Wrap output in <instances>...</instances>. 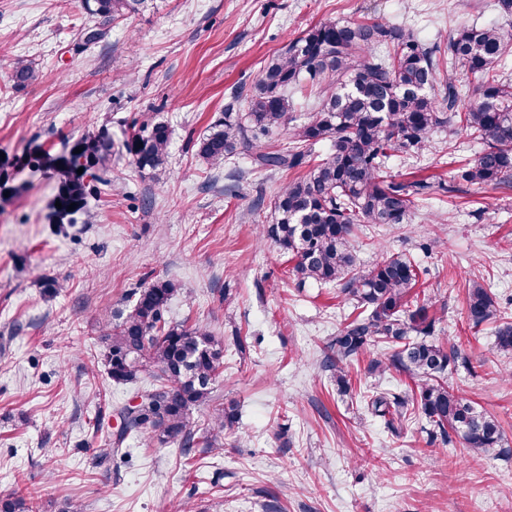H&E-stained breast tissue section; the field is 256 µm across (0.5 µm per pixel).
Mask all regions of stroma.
Listing matches in <instances>:
<instances>
[{
    "mask_svg": "<svg viewBox=\"0 0 512 512\" xmlns=\"http://www.w3.org/2000/svg\"><path fill=\"white\" fill-rule=\"evenodd\" d=\"M442 44L460 26L495 24L512 37L498 0H150L109 23L83 0H0V160L11 180L0 201V494L34 496L39 512L65 498L86 512H512V458L465 459L459 442L432 438L424 421L388 427L368 409L375 391L407 394L402 372H371L383 344L348 366L349 390L321 367L354 306L336 288L298 284L292 263L259 238L296 170L257 168L240 153L207 166L195 144L244 112L238 91L266 59L308 27L372 18ZM102 27L86 45L81 29ZM41 77L18 87L17 61ZM137 122L171 130L164 176L139 169L123 143ZM111 140L98 194L82 223L48 220L53 170L27 156L62 143ZM423 155L393 159L396 181H425L406 224L360 227V266L412 256L436 310L434 340L460 357L448 383L500 422L512 448V353L494 326H469L465 284H489L512 315V189L458 182L480 143L436 129ZM177 282L169 316L224 341L215 400L238 420L216 452L132 444L128 461L99 463L118 423L116 404L137 388L110 382L99 330L140 284Z\"/></svg>",
    "mask_w": 512,
    "mask_h": 512,
    "instance_id": "obj_1",
    "label": "stroma"
}]
</instances>
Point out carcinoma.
Listing matches in <instances>:
<instances>
[{"label":"carcinoma","mask_w":512,"mask_h":512,"mask_svg":"<svg viewBox=\"0 0 512 512\" xmlns=\"http://www.w3.org/2000/svg\"><path fill=\"white\" fill-rule=\"evenodd\" d=\"M149 0H85L90 14L104 22L131 16ZM512 55V39L494 25H465L445 46L423 44L409 28L383 20L362 23L328 21L316 24L269 58L260 71L245 114L224 113L198 142L197 154L220 165L242 149L265 170L293 169L307 153L330 142L328 153L302 177L288 182L274 202L272 222L260 238L275 243L294 262L299 283L334 285L361 308L327 346L323 368L334 371L336 386L347 390L344 367L367 345L382 342L387 362L371 369L406 372L418 380L405 398L378 392L368 405L389 424L416 410L432 434L446 441L455 435L471 458L504 451L498 421L456 394L443 381L458 349L430 341L435 326L432 299L411 297L420 266L405 254H391L361 270L351 239L361 224L405 223L427 185L398 183L389 161L429 148L436 128L464 134L484 143L475 162L458 169L471 184H512V82L498 64ZM452 67L479 76L474 99L459 106L452 80L441 78ZM40 73L28 61L16 63L11 80L19 87L37 81ZM311 87L321 99L306 120L290 130L293 150L268 151L260 138L284 126L290 108L288 92ZM170 132L163 123H144L124 142L140 169L163 171ZM81 152L76 153L74 149ZM112 151L104 137L83 139L69 150L71 165L56 164L45 152L33 158L57 172L61 208H53L57 224H75L84 211L87 186L71 179L72 168L100 163ZM74 209H68V206ZM179 288L171 280H155L132 290L126 304L112 311L102 325L108 378L115 385L139 384V403L123 404L112 413L120 427L112 447L97 449L109 462L129 455L127 441L150 446L176 444L187 455L194 448L215 446L238 419L237 405L213 409L202 436L190 424L194 410L208 405L224 365V342L200 324L175 323L169 305ZM469 321L474 328L497 322L494 347L512 352V319L502 315L488 288L479 281L467 286ZM0 512H38L33 498L13 492L0 497Z\"/></svg>","instance_id":"cac0c4a2"}]
</instances>
